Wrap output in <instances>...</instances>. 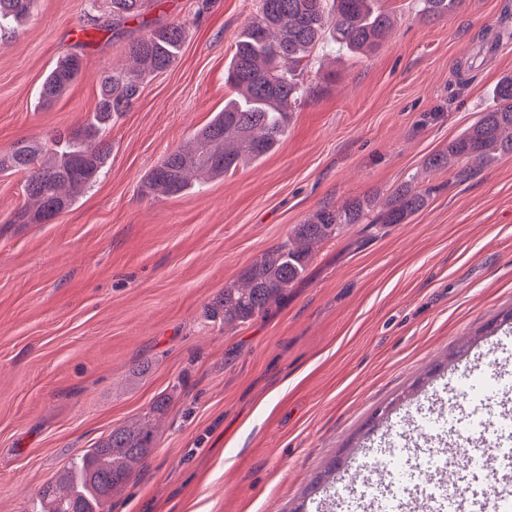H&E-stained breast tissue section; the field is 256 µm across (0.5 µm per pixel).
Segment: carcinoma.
Instances as JSON below:
<instances>
[{
  "label": "carcinoma",
  "instance_id": "carcinoma-1",
  "mask_svg": "<svg viewBox=\"0 0 512 512\" xmlns=\"http://www.w3.org/2000/svg\"><path fill=\"white\" fill-rule=\"evenodd\" d=\"M463 0H421L422 14L441 19L460 8ZM36 0H0V31L27 18ZM148 0H110L112 19L127 21L143 15ZM397 24V16L381 0H257L255 11L238 34L226 82L234 96L224 109L197 130L185 145L153 167L144 188L176 196L191 181L197 187L234 172L239 164L275 150L284 140L292 114L305 94L300 71L314 50L370 53ZM185 29L179 24L153 28L126 47L129 65L103 72L91 120L58 132L42 143L20 142L0 155V171L26 173L27 202L10 224H44L69 210L77 195L92 187L111 154L105 140L112 115L126 111L140 95L148 77L168 70L177 60ZM83 69V55L72 52L45 75L38 100L49 105L64 94ZM493 107L425 166L441 171L455 163L473 171L512 157V76L499 80ZM433 188L398 185L385 198L355 197L339 208L324 207L295 225V244L283 245L257 258L236 281L206 306L213 321L240 326L288 294V288L308 267L315 249L354 224H405L422 211ZM160 399L150 415L112 430L94 447L73 457L63 472L38 493L37 512H112V491L125 484L144 464L154 447L153 416L165 411Z\"/></svg>",
  "mask_w": 512,
  "mask_h": 512
}]
</instances>
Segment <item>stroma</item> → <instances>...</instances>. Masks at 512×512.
<instances>
[{"instance_id": "obj_1", "label": "stroma", "mask_w": 512, "mask_h": 512, "mask_svg": "<svg viewBox=\"0 0 512 512\" xmlns=\"http://www.w3.org/2000/svg\"><path fill=\"white\" fill-rule=\"evenodd\" d=\"M256 0H150L110 29L105 0H37L0 44V154L92 115L101 74L147 26L183 24L181 53L114 116L105 174L44 224H12L24 178L0 173V512H31L82 450L169 399L143 467L112 512H355L323 493L381 454L409 418L446 434L408 449L406 486L465 423L455 391L500 377L512 398V158L424 175L429 156L491 108L512 73V0H463L399 24L373 54L316 52L280 147L175 197L145 174L221 110L225 71ZM101 27L81 44L88 15ZM81 52L66 95L36 102L56 61ZM413 180L427 207L405 224H358L320 245L286 297L222 327L205 305L316 209Z\"/></svg>"}]
</instances>
